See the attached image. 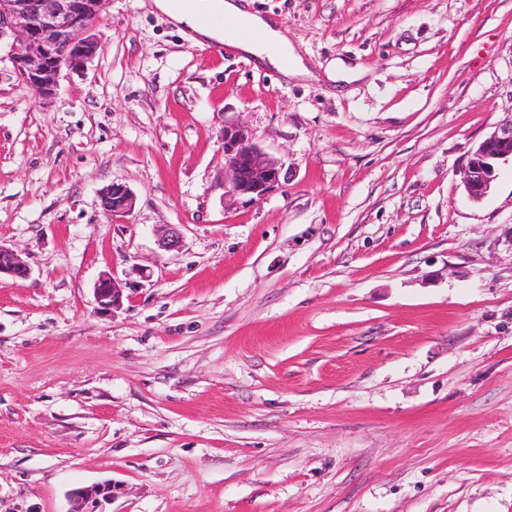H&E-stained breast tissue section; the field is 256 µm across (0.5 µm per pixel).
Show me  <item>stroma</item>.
Returning <instances> with one entry per match:
<instances>
[{"label": "stroma", "instance_id": "1", "mask_svg": "<svg viewBox=\"0 0 512 512\" xmlns=\"http://www.w3.org/2000/svg\"><path fill=\"white\" fill-rule=\"evenodd\" d=\"M311 69L111 0L40 103L0 53V512H512V0H246ZM238 121L287 180L223 201ZM122 182L134 210L111 218ZM180 225V248L158 244ZM113 275L114 313L93 288ZM512 160V121L499 125L469 155L464 168L463 185L475 201L484 198L495 180V164ZM133 191L123 183H112L101 195V205L109 216L127 215L135 207ZM30 269L20 255L11 248L0 244V280L3 276L11 279H25ZM94 297L101 312L113 313L123 304V288L111 275H103L94 286ZM116 482L105 481L92 488L91 491H76L73 494L74 506L69 512H108L104 505L110 504L121 493Z\"/></svg>", "mask_w": 512, "mask_h": 512}]
</instances>
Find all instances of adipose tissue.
<instances>
[{"instance_id": "obj_1", "label": "adipose tissue", "mask_w": 512, "mask_h": 512, "mask_svg": "<svg viewBox=\"0 0 512 512\" xmlns=\"http://www.w3.org/2000/svg\"><path fill=\"white\" fill-rule=\"evenodd\" d=\"M159 10L195 35L225 43L255 57L259 62L282 70L288 76H304L308 70L301 58L291 56L274 20L247 14L242 0H155ZM248 17L255 37L239 35L233 22Z\"/></svg>"}]
</instances>
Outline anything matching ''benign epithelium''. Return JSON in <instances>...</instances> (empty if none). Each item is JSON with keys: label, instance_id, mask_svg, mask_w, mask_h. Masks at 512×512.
I'll return each mask as SVG.
<instances>
[{"label": "benign epithelium", "instance_id": "1", "mask_svg": "<svg viewBox=\"0 0 512 512\" xmlns=\"http://www.w3.org/2000/svg\"><path fill=\"white\" fill-rule=\"evenodd\" d=\"M110 0H0V43L8 45V55L19 78L42 100L57 95L64 74L80 70L97 55L100 42L95 27ZM224 152V198H261L281 184V160L265 153L244 129L234 122L224 123L221 132ZM512 158V122L495 128L469 155L463 185L468 196L484 198L495 180V164ZM133 191L114 182L101 195V205L110 216L127 215L135 207ZM179 230L169 225L162 231L159 245L180 247ZM30 269L20 255L0 245V278L25 279ZM98 309L111 313L123 304V288L116 279L104 275L94 286ZM121 493L119 484L105 481L89 491L73 494L71 512H105L104 505Z\"/></svg>", "mask_w": 512, "mask_h": 512}]
</instances>
